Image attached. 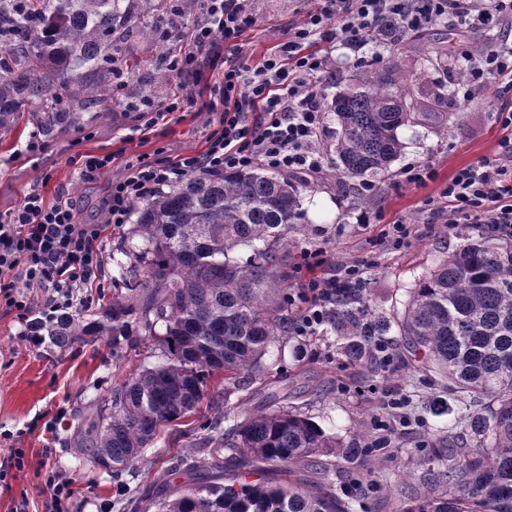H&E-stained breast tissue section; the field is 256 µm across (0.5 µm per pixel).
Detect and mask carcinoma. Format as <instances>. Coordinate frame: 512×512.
<instances>
[{
	"label": "carcinoma",
	"mask_w": 512,
	"mask_h": 512,
	"mask_svg": "<svg viewBox=\"0 0 512 512\" xmlns=\"http://www.w3.org/2000/svg\"><path fill=\"white\" fill-rule=\"evenodd\" d=\"M0 0V140L23 114L45 131L78 128L90 108L112 101L125 75L119 43L134 36L159 42L157 78L168 77V41L178 27L204 17L203 0ZM413 79L394 66L368 71L334 94L329 109L341 132L337 179L375 178L389 171L410 122L441 127L443 93L419 99ZM309 185L260 168L214 176L198 172L137 202L123 233L130 245L118 263L125 293L95 319L62 314L32 322L43 343L60 351L104 336L129 343L132 324L158 337L160 362L124 380L111 412L76 441L87 460L119 473L139 463L143 448L169 424L195 414L209 381L224 375L244 389L265 374L272 344L288 335L280 297V247L302 213ZM251 248L241 264L229 256ZM327 326L337 354L378 370L382 350L429 380L452 400L424 407L448 417V452L422 457L425 489L401 512H512V239H469L412 289L402 313L387 315L366 288H346ZM216 418L200 441L210 465L191 457L172 463L185 477L148 497L152 512H354L365 495L356 484L337 492L324 456L354 465L375 442L346 448L335 433L286 407L258 409L224 432Z\"/></svg>",
	"instance_id": "carcinoma-1"
}]
</instances>
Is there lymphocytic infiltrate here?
I'll return each mask as SVG.
<instances>
[{"mask_svg": "<svg viewBox=\"0 0 512 512\" xmlns=\"http://www.w3.org/2000/svg\"><path fill=\"white\" fill-rule=\"evenodd\" d=\"M204 4L203 21L189 31L192 42L206 46L219 38L239 52L242 34L255 23L249 0ZM386 18L405 34L438 22L494 32L483 49L465 50L466 77L451 93L456 107L470 105L489 87L512 83V0H321L255 68L226 60L224 111L207 150L174 162L145 161L129 176L113 181L104 223H79L70 200L62 197L49 205L36 192L0 221V306L24 322L33 312L51 321L89 308L92 300L81 290L104 283L101 236L106 225L129 223L136 202L189 174L221 175L256 166L279 173H319L322 157L315 142L324 124L321 85L328 60L308 53L306 47L322 38L361 49L363 33ZM440 196L453 214H470L476 223L512 232V138L500 142L494 157L457 170ZM362 273L361 266L353 264L320 281H299L288 297L303 304L295 322L297 335H317L340 289L361 282ZM31 288L45 294L36 312L27 294Z\"/></svg>", "mask_w": 512, "mask_h": 512, "instance_id": "lymphocytic-infiltrate-1", "label": "lymphocytic infiltrate"}]
</instances>
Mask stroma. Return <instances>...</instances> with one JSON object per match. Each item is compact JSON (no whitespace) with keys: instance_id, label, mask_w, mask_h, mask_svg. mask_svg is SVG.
Masks as SVG:
<instances>
[{"instance_id":"obj_1","label":"stroma","mask_w":512,"mask_h":512,"mask_svg":"<svg viewBox=\"0 0 512 512\" xmlns=\"http://www.w3.org/2000/svg\"><path fill=\"white\" fill-rule=\"evenodd\" d=\"M255 25L241 38L240 63L254 66L285 40L289 27L299 24L315 9V0H251ZM451 33L455 41L470 49L482 48L486 35L453 25L429 27L424 38L382 47L368 44L353 50L318 41L313 50L327 56L339 88H346L368 69L398 64L405 73L425 72L417 94L426 97L443 80L445 70H456L463 58L453 57L447 69H440L431 53L434 39ZM184 51L195 52L201 65L193 87L194 104L165 115L153 126H145L138 114L124 111L119 104L101 109L93 122L82 129L44 136V148L27 152L25 145L32 126L19 125L14 136L0 141V220L21 207L33 191L46 203H55L59 192H67L82 224H103L106 200L114 180L127 176L140 160H177L204 152L219 126L224 108L221 69L212 68L214 57L227 56L223 40L195 48L185 42ZM512 102V92L499 94L488 89L468 108L454 109L447 129L411 124L400 129L403 150L388 174L376 183L370 203L359 200L357 192L342 190L336 179V133L333 114H326L324 130L317 140L323 169L312 180L313 199L330 213L321 220L314 213L298 219L291 235L299 248L281 249L282 288L291 292L298 275L301 254L322 249L326 259L318 276L335 273L345 264L364 259L372 265L365 273L374 304L384 312L402 311L404 303L422 276L432 271L444 255L466 239L487 230L483 224H461L449 235L443 216L433 214L428 200L446 207L439 192L454 173L484 157H493L506 132L493 110ZM111 155L110 167L95 177L79 174L85 156ZM410 163L430 164L433 180L421 186L406 184L402 168ZM405 222L409 234L402 245H393L385 232L394 222ZM162 358L157 341L135 336L131 345L113 349L111 338L76 347L63 353L30 343L22 334L15 314L0 308V459L12 449L23 451L22 469L16 476L0 481V512H45L52 488L47 479L58 476L69 485L68 512H120L130 497L146 498L164 480L181 483L171 474L174 457L195 452L197 442L217 413H224L225 425L263 404L269 392L288 397V403L344 442L364 447L377 423L388 420L382 405L385 392H413L407 414L411 420L401 436L393 437L388 448L361 462L359 468L339 464V485L349 487L357 472L370 474L376 488L362 501L358 512H399L403 502L421 489L411 473L417 461L436 446L432 432L447 429V419L425 413L426 398L442 395L422 374L393 361L384 373L369 366L345 362L336 353V338L323 331L316 336L289 334L281 349L271 350L264 382L232 394L223 409L201 406L190 418L166 427L150 448L144 449L135 470L121 475L86 461L74 448L75 427L89 425L96 408H108L115 389L132 373L152 366ZM409 478L396 481L398 470Z\"/></svg>"}]
</instances>
